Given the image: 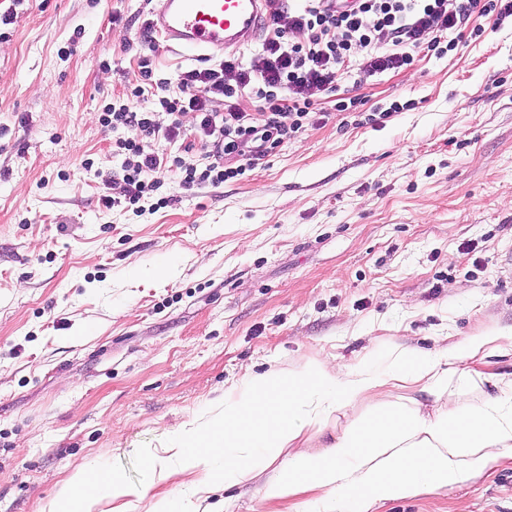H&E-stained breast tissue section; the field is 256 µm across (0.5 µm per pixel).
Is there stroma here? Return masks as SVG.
I'll return each instance as SVG.
<instances>
[{
    "mask_svg": "<svg viewBox=\"0 0 512 512\" xmlns=\"http://www.w3.org/2000/svg\"><path fill=\"white\" fill-rule=\"evenodd\" d=\"M150 0H0V512H57L78 472L151 487L173 430L206 427L246 374L344 367L397 347L498 349L448 391L512 382V22L378 78L344 75L305 125L238 180L166 188L174 205L105 209L120 165L103 106L138 75ZM403 111L390 113L393 102ZM376 121H369V114ZM93 160L87 172L85 160ZM375 403L305 430L325 452ZM275 473L192 496L199 512H289ZM374 512H512V457Z\"/></svg>",
    "mask_w": 512,
    "mask_h": 512,
    "instance_id": "obj_1",
    "label": "stroma"
}]
</instances>
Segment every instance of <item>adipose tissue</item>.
<instances>
[{
	"mask_svg": "<svg viewBox=\"0 0 512 512\" xmlns=\"http://www.w3.org/2000/svg\"><path fill=\"white\" fill-rule=\"evenodd\" d=\"M493 342L490 336H473L442 348L434 361L400 349L387 369L315 361L293 372L246 377L225 398L224 415L207 435L182 427L174 431L170 448L181 459L178 468L148 459L149 469L169 485L153 512H187L186 490L208 492L248 479L261 457L280 470L276 480L261 487V495L281 499L309 493L304 512H373L381 503L459 483L489 462L512 456V393L477 406L452 399L434 415L393 406L337 435L329 455L288 456L284 450L311 421L305 407L315 403L336 410L387 397L396 388L440 386L448 380L449 365L486 356ZM140 494L116 473L92 480L76 476L61 512H91L99 498L117 502Z\"/></svg>",
	"mask_w": 512,
	"mask_h": 512,
	"instance_id": "ef3b65f1",
	"label": "adipose tissue"
}]
</instances>
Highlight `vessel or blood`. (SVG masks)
<instances>
[{"label":"vessel or blood","instance_id":"b4317fda","mask_svg":"<svg viewBox=\"0 0 512 512\" xmlns=\"http://www.w3.org/2000/svg\"><path fill=\"white\" fill-rule=\"evenodd\" d=\"M151 27L167 49L215 58L250 44L267 23L270 0H154Z\"/></svg>","mask_w":512,"mask_h":512}]
</instances>
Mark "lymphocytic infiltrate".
I'll list each match as a JSON object with an SVG mask.
<instances>
[{"label": "lymphocytic infiltrate", "mask_w": 512, "mask_h": 512, "mask_svg": "<svg viewBox=\"0 0 512 512\" xmlns=\"http://www.w3.org/2000/svg\"><path fill=\"white\" fill-rule=\"evenodd\" d=\"M512 17V0H304L303 7H275L270 31L248 60L229 56L206 68L180 72L176 80L157 77L150 55L139 56L140 79L129 95L106 104L99 121L117 134L111 148L122 160L106 180L105 208L145 212L164 174L180 170V184L219 186L254 170L298 132L319 94H336L350 68L373 76L410 66L438 50L442 38L462 39L473 16ZM258 112L241 108L245 94ZM167 113L160 125L154 115ZM194 113L193 129L181 121ZM187 143L205 164L184 165L168 153H147L140 137Z\"/></svg>", "instance_id": "1"}]
</instances>
